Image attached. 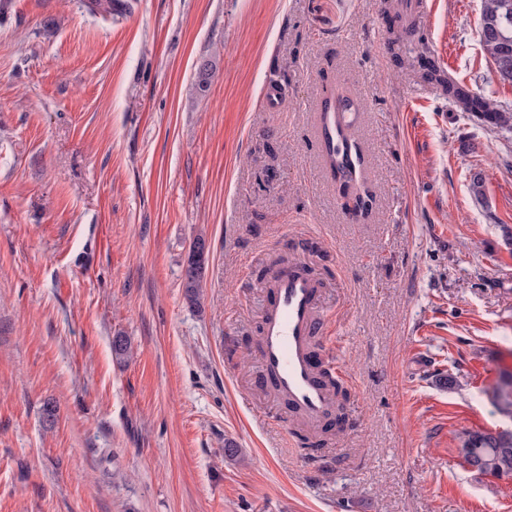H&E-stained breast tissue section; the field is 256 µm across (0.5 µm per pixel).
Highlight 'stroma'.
<instances>
[{
	"label": "stroma",
	"instance_id": "35a3bbf8",
	"mask_svg": "<svg viewBox=\"0 0 512 512\" xmlns=\"http://www.w3.org/2000/svg\"><path fill=\"white\" fill-rule=\"evenodd\" d=\"M125 2L0 5V512H512V475L455 451L512 431V132L416 63L512 109L482 0H421L418 40L402 0ZM332 89L365 212L319 156ZM299 255L346 371L332 435L259 381L268 270ZM208 264V251L204 256L193 257L188 254L186 265L183 269L182 288L184 297L190 306H197L201 299V286L206 274Z\"/></svg>",
	"mask_w": 512,
	"mask_h": 512
}]
</instances>
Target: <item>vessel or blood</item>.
<instances>
[{"mask_svg": "<svg viewBox=\"0 0 512 512\" xmlns=\"http://www.w3.org/2000/svg\"><path fill=\"white\" fill-rule=\"evenodd\" d=\"M349 130V117L333 108L320 117V136L340 145ZM271 296L256 351L260 371L271 381L277 396L308 423L330 415L333 402L329 387L319 375L313 354L321 340L317 301L319 285L306 270L304 259L273 267Z\"/></svg>", "mask_w": 512, "mask_h": 512, "instance_id": "b4317fda", "label": "vessel or blood"}]
</instances>
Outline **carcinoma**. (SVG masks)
I'll use <instances>...</instances> for the list:
<instances>
[{
  "label": "carcinoma",
  "instance_id": "1",
  "mask_svg": "<svg viewBox=\"0 0 512 512\" xmlns=\"http://www.w3.org/2000/svg\"><path fill=\"white\" fill-rule=\"evenodd\" d=\"M86 8L92 14L110 16L116 10L115 0H89ZM480 43L484 53L494 66L496 75L504 82H512V0H483L479 24ZM448 96L455 99L466 112L481 110L479 117L489 124L503 129H512V112L500 110L493 100L472 93L450 82ZM345 165L336 172V178L347 183L354 181L353 169L362 168L363 159L356 144L344 141ZM208 256L188 255L183 269L182 288L188 304L197 306L201 299V286L206 274ZM498 410L512 418V379L495 390ZM485 458L491 462L489 469L494 474H512V440L504 441L501 434L485 431L478 435Z\"/></svg>",
  "mask_w": 512,
  "mask_h": 512
}]
</instances>
